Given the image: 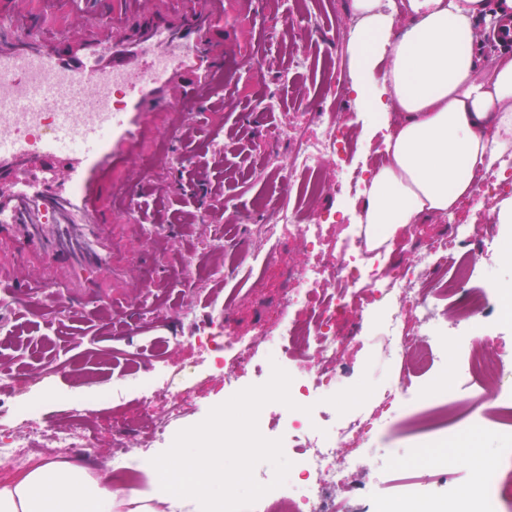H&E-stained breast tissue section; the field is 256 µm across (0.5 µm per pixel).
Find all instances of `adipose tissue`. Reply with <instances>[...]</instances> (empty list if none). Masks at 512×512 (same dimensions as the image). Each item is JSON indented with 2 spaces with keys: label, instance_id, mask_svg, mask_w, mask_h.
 <instances>
[{
  "label": "adipose tissue",
  "instance_id": "adipose-tissue-1",
  "mask_svg": "<svg viewBox=\"0 0 512 512\" xmlns=\"http://www.w3.org/2000/svg\"><path fill=\"white\" fill-rule=\"evenodd\" d=\"M359 26L348 43L358 99L399 120L384 140L388 161L369 175L359 223L406 227L450 211L473 195V171L512 157V57L491 72L479 65L475 17L487 0H407V23L385 0H353ZM383 78H376L379 63ZM189 464L190 479L161 475ZM151 490L127 491L85 468L49 463L0 485V512H166L175 498L194 512H223L224 456L218 448H170L163 460H136Z\"/></svg>",
  "mask_w": 512,
  "mask_h": 512
}]
</instances>
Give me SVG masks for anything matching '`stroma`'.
I'll use <instances>...</instances> for the list:
<instances>
[{
  "label": "stroma",
  "instance_id": "stroma-1",
  "mask_svg": "<svg viewBox=\"0 0 512 512\" xmlns=\"http://www.w3.org/2000/svg\"><path fill=\"white\" fill-rule=\"evenodd\" d=\"M307 9L302 18L296 0H280L274 20L289 29L285 42L265 37L261 29H246V15L226 16L228 28L243 29L249 51L263 58L264 67L256 73L246 58L230 60L228 83L216 103L185 115L195 129L193 138L177 153L159 140L142 157L146 176L136 196L140 222L113 226L116 255L132 271L122 292L107 288L91 300H66L37 315L22 302L9 301V310L0 313V358L10 361L14 382L7 406L38 398L44 427L75 409L95 418L97 457L91 468L97 475L112 474L113 409L133 417L145 404L141 391L125 379V368L134 356H148L165 337L176 333L185 338L158 365L160 373L178 376L189 390L177 433L200 428L216 410L235 406V399L224 396L223 376L206 368L204 352L186 338L226 301L241 335L271 324L288 273L310 259L301 244L284 241L260 280L224 271L226 263L259 246L260 224L280 208L301 204L288 168L289 125L298 113L322 112L338 121L354 142L348 166L365 170L396 124L395 113L378 117L366 111L356 93L325 88L326 66L350 70L353 0H307ZM298 52L307 64L294 70L291 58ZM322 171L324 205L340 211L344 223H356L364 194L337 196L335 159L325 158ZM454 215L451 222L433 217L399 230L382 248L400 259V243L448 234L454 222L470 225L483 239L504 238L497 209L483 202L457 207ZM371 359L366 346H349L344 356L348 370L342 375L350 388L348 400L361 398L371 387ZM95 392L113 394L112 406L75 408V398ZM404 430L401 418H392L352 472L354 484L383 493L395 473L420 455Z\"/></svg>",
  "mask_w": 512,
  "mask_h": 512
}]
</instances>
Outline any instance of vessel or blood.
<instances>
[{"label": "vessel or blood", "mask_w": 512, "mask_h": 512, "mask_svg": "<svg viewBox=\"0 0 512 512\" xmlns=\"http://www.w3.org/2000/svg\"><path fill=\"white\" fill-rule=\"evenodd\" d=\"M227 2L118 0L98 18L77 0H0L1 290L44 308L111 278L112 225L137 214L110 201L133 193L146 145L179 146L187 105L223 87Z\"/></svg>", "instance_id": "1"}]
</instances>
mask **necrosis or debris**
<instances>
[{"mask_svg": "<svg viewBox=\"0 0 512 512\" xmlns=\"http://www.w3.org/2000/svg\"><path fill=\"white\" fill-rule=\"evenodd\" d=\"M292 136L290 166L302 176L300 191L310 203L311 216L279 210L261 227L264 247L254 249L244 262L253 270H263L273 258L269 243L286 237L300 242L312 258L290 274L273 328L240 338L229 308L224 307L194 337L207 352L210 368L223 376L225 390H232L240 371L251 367L258 373L253 396H262L267 383L284 379L299 405L274 422L268 421L264 406H257L244 431L225 434V447L274 448L293 463L285 470L273 462L263 469L249 466L225 476L224 512H349L350 498L361 493L350 474L361 451L395 413H407L410 437L428 448L482 429L483 416L473 400L458 401L453 408L446 401L469 383L478 387L480 398L498 403L501 424L512 430V357H488L474 347L488 320L512 319V300L469 286L487 244L471 238L458 224L450 235L427 239L419 247L400 244V251H412L413 258L393 263L386 253H366L361 225L349 224L335 255L324 258L325 230L335 226L336 212L315 203L324 190L322 161L328 156L344 161L350 143L344 130L320 113L312 117L310 126L293 127ZM361 290L372 295L383 314L374 327L340 333L336 316L348 297ZM459 295L464 298L456 325L459 348L432 346L426 334L436 317L437 300ZM300 309L310 311V319L293 322L292 313ZM366 338L375 343L378 353L373 393L342 409L331 425H321L318 408L335 407L344 397L340 372L345 347ZM298 351L312 353L313 370L290 365ZM410 367L449 377L447 392L429 383L405 389L400 373ZM140 383L149 405L144 416L150 427L144 446L149 449L183 417L186 392L167 378L159 381L145 375ZM39 413L37 405H30L19 413L17 428H0V457L11 459L16 473L27 472L44 449L39 441L42 431L34 424ZM136 430L127 417L113 415L112 481L130 488L141 482L127 455V441ZM94 436L92 422L80 417L54 424L50 433L56 455L69 459H91ZM511 463L512 450L507 448L481 462L476 470L478 490L471 496L476 512H512V486L496 484L492 477ZM243 485L251 490L249 498L239 494ZM395 485V493L381 502L379 512H442L419 478H400ZM340 486L345 495H334V488Z\"/></svg>", "mask_w": 512, "mask_h": 512, "instance_id": "4bbe7bcc", "label": "necrosis or debris"}]
</instances>
